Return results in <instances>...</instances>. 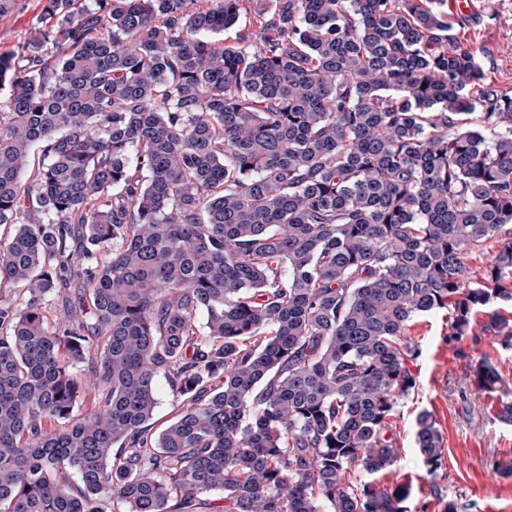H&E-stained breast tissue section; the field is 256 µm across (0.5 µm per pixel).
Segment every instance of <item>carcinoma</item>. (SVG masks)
<instances>
[{
	"label": "carcinoma",
	"mask_w": 512,
	"mask_h": 512,
	"mask_svg": "<svg viewBox=\"0 0 512 512\" xmlns=\"http://www.w3.org/2000/svg\"><path fill=\"white\" fill-rule=\"evenodd\" d=\"M433 4L256 0L219 47L245 0H47L0 55V287L26 295L0 296V512H408L371 475L399 456L411 323L463 336L512 301L487 287L512 274V96ZM415 444L439 477L426 410ZM495 255V248H487L483 251L469 253L464 262L468 270V276L474 282H480L485 270L491 265ZM155 396L157 405L154 421L159 424H165L178 411L179 402L176 401L163 376H159L155 380Z\"/></svg>",
	"instance_id": "carcinoma-1"
}]
</instances>
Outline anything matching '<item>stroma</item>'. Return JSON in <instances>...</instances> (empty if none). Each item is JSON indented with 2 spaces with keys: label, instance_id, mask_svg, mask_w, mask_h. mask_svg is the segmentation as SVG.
I'll return each mask as SVG.
<instances>
[{
  "label": "stroma",
  "instance_id": "35a3bbf8",
  "mask_svg": "<svg viewBox=\"0 0 512 512\" xmlns=\"http://www.w3.org/2000/svg\"><path fill=\"white\" fill-rule=\"evenodd\" d=\"M444 0L450 34L461 48L476 52L485 82L512 96V0H475L467 13ZM43 0H16L15 8L0 16V54L8 55L30 38L40 24ZM474 336L449 339L445 311L415 319L410 334L420 354L411 363L416 387L400 400L397 426L400 455L392 471L377 474L384 485L408 482L409 512L428 502V512H443L448 499L460 512H512V425L490 412L491 400L473 382L471 365L490 358L504 378L512 381V347H503L489 325L487 313L473 320ZM433 415L444 437L446 479L433 481L415 445V418L420 411ZM496 472L499 489L489 493L486 478Z\"/></svg>",
  "mask_w": 512,
  "mask_h": 512
}]
</instances>
